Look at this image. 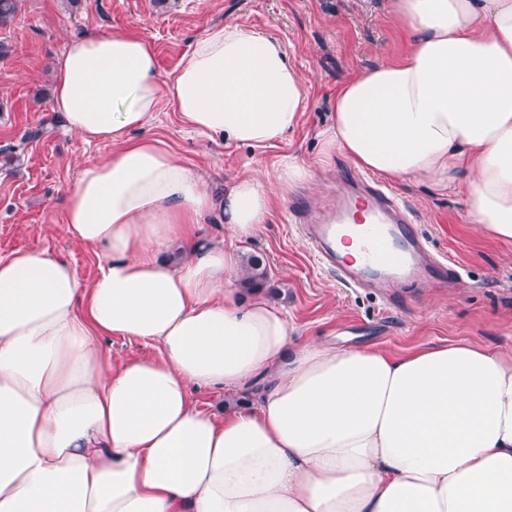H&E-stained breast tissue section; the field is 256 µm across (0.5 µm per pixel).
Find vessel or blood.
<instances>
[{
	"instance_id": "b4317fda",
	"label": "vessel or blood",
	"mask_w": 512,
	"mask_h": 512,
	"mask_svg": "<svg viewBox=\"0 0 512 512\" xmlns=\"http://www.w3.org/2000/svg\"><path fill=\"white\" fill-rule=\"evenodd\" d=\"M348 234L358 244L360 261L345 259L338 251L339 240ZM305 235L317 262L351 288L361 287L368 273L380 274L391 285L422 273L442 281L458 275L452 264L426 262L424 242L407 212L378 184L361 185L354 195L337 198L330 215L321 223L306 225Z\"/></svg>"
}]
</instances>
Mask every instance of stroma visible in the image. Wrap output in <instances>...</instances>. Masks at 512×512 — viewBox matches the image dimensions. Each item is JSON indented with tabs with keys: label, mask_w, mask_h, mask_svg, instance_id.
<instances>
[{
	"label": "stroma",
	"mask_w": 512,
	"mask_h": 512,
	"mask_svg": "<svg viewBox=\"0 0 512 512\" xmlns=\"http://www.w3.org/2000/svg\"><path fill=\"white\" fill-rule=\"evenodd\" d=\"M13 24L0 29L11 47L0 58V258L22 249L65 255L82 284L98 273L90 248L72 242L63 224L67 191L85 162L109 156L108 143L85 144L65 132L51 107L49 64L67 44L90 34L133 32L152 43L161 77L204 30L235 23L282 40L306 84L297 127L263 148L234 147L185 132L162 104L147 133L169 142L176 157L200 172L215 193L234 178L274 175L287 156L310 164L320 145L334 96L347 79L400 59L409 42L389 13L388 0H19ZM361 172L337 154L317 166L315 178L275 195L272 214L242 261L260 257L268 280L262 289L284 307L297 334L340 347L371 344L399 355L456 340L498 347L512 344V242L480 234L466 220L467 201L424 184L388 182L410 209L429 248L461 269L455 294L408 286L394 297L385 289L354 290L317 264L292 210L320 215Z\"/></svg>",
	"instance_id": "stroma-1"
}]
</instances>
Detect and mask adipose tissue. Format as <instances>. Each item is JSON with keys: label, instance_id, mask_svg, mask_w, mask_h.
<instances>
[{"label": "adipose tissue", "instance_id": "adipose-tissue-1", "mask_svg": "<svg viewBox=\"0 0 512 512\" xmlns=\"http://www.w3.org/2000/svg\"><path fill=\"white\" fill-rule=\"evenodd\" d=\"M389 7L411 47L339 87L321 161L464 191L469 223L512 242V0ZM53 71L67 129L112 146L64 204L99 269L84 286L46 249L0 259V512H512V345L299 340L286 311L243 296L238 246L314 168L289 158L221 198L144 133L166 102L192 131L282 140L306 86L278 40L211 27L164 79L148 40L92 35ZM207 215L231 243L200 249ZM112 335L158 354L111 369ZM255 385L256 404L220 416L194 400Z\"/></svg>", "mask_w": 512, "mask_h": 512}]
</instances>
